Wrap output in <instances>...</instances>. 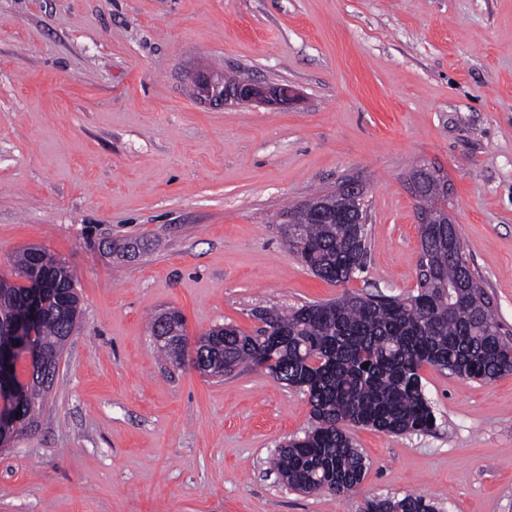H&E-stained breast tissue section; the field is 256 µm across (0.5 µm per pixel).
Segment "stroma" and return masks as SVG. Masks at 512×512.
<instances>
[{
	"mask_svg": "<svg viewBox=\"0 0 512 512\" xmlns=\"http://www.w3.org/2000/svg\"><path fill=\"white\" fill-rule=\"evenodd\" d=\"M200 69L286 84L287 107L213 108ZM448 178V212L512 341V0H0V277L39 245L82 315L38 427L0 451V512H362L427 495L512 512V374L421 370L427 434L348 426L360 487L289 490L267 461L311 427L307 397L257 368L161 360L257 307L403 296L421 252L408 177ZM355 179L367 269L316 277L281 214ZM173 310H175V309H173ZM170 312H171V315H169L168 314L169 312H167V313L161 315L160 317H162L164 315L167 317L168 331H174L176 333V335H173L164 341H160L159 340L160 336H156L154 334L156 337V339H154L152 326H151V335L153 336L154 347L161 354H163L164 357L167 358L173 365L180 366L184 363V360H185V356H186V353L188 350V349H186L188 346V340H185L183 348L181 350H179L177 345L180 342V340L174 342V339L177 337H180V336H185V334L183 333L184 329H185V320L180 311L175 310V311H170Z\"/></svg>",
	"mask_w": 512,
	"mask_h": 512,
	"instance_id": "35a3bbf8",
	"label": "stroma"
}]
</instances>
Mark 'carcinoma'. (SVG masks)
<instances>
[{
	"instance_id": "1",
	"label": "carcinoma",
	"mask_w": 512,
	"mask_h": 512,
	"mask_svg": "<svg viewBox=\"0 0 512 512\" xmlns=\"http://www.w3.org/2000/svg\"><path fill=\"white\" fill-rule=\"evenodd\" d=\"M417 202L418 212L433 223L419 225L421 261L430 276L417 278L415 293L399 298L348 292L334 301L287 311L262 308V326L253 333L232 324L216 326L200 336L193 350L195 367L211 373L226 366L233 371L241 366L262 368L308 396L313 425L279 446L271 458L273 470L294 490L347 494L358 489L367 462L342 429L345 424L397 435L434 429L436 416L423 393V366L483 382L512 373V342L503 337L457 226L446 223L448 191L440 177L425 181ZM366 210L361 191L318 193L283 212L284 240L316 276L345 284L366 269L367 227L355 223L359 217L367 219ZM34 263L51 275V288L30 322L34 335L12 340L52 356L77 327L81 306L75 294L73 312L61 308L63 291L75 288V276L65 262L41 247L15 253L14 274L22 282L0 278V335L13 329L29 309L31 286L26 281ZM167 319L168 330L182 336L181 312L175 310ZM174 337L156 338L153 344L180 366L187 349H178ZM42 382L35 371L16 392L17 399H25L11 406L21 435L38 426ZM364 512L440 510L423 495L407 494L370 498Z\"/></svg>"
}]
</instances>
